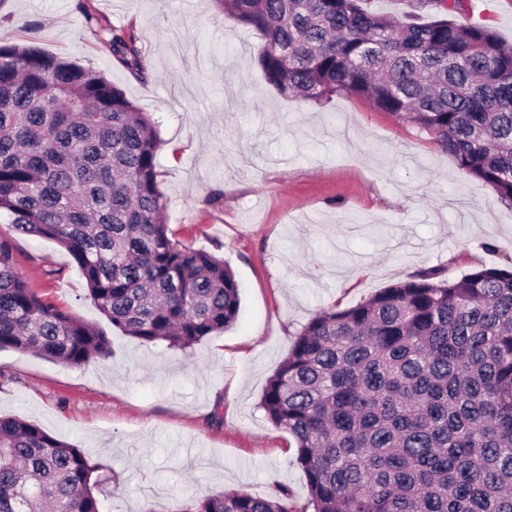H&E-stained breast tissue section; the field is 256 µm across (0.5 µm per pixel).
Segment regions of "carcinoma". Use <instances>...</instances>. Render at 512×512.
<instances>
[{
    "mask_svg": "<svg viewBox=\"0 0 512 512\" xmlns=\"http://www.w3.org/2000/svg\"><path fill=\"white\" fill-rule=\"evenodd\" d=\"M265 39L258 65L285 96L338 91L431 135L512 208V46L459 26L464 0L404 19L367 0H217ZM113 57L147 82L133 31ZM155 122L100 74L0 42V220L62 245L112 326L187 349L233 325L224 261L164 222ZM80 367L110 339L29 288L0 241V350ZM296 444L308 498L208 495L184 512H512V271L431 269L296 335L260 400ZM92 467L38 426L0 416V512H100Z\"/></svg>",
    "mask_w": 512,
    "mask_h": 512,
    "instance_id": "cac0c4a2",
    "label": "carcinoma"
}]
</instances>
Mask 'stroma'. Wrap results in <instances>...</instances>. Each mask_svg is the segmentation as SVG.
Wrapping results in <instances>:
<instances>
[{
    "label": "stroma",
    "mask_w": 512,
    "mask_h": 512,
    "mask_svg": "<svg viewBox=\"0 0 512 512\" xmlns=\"http://www.w3.org/2000/svg\"><path fill=\"white\" fill-rule=\"evenodd\" d=\"M132 29L149 80L86 23ZM454 22L512 43V0H465ZM100 72L157 125L158 187L176 239L240 284L231 327L182 350L121 333L57 242L0 223L30 288L111 341L70 367L0 351V413L80 448L101 512H185L241 490L308 496L293 438L260 407L269 377L317 313L430 269H512V208L433 139L368 100L324 105L265 80L262 33L217 0H0V40Z\"/></svg>",
    "instance_id": "obj_1"
}]
</instances>
